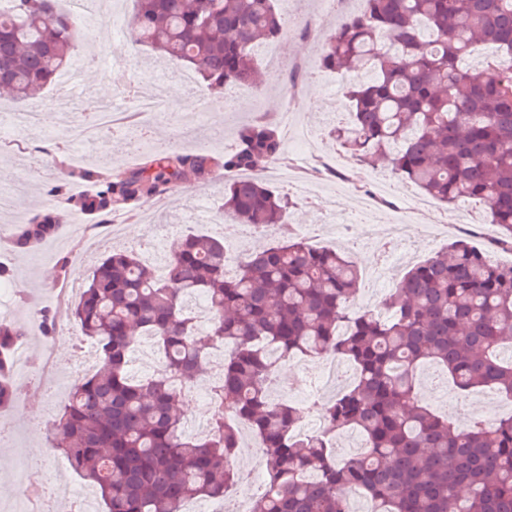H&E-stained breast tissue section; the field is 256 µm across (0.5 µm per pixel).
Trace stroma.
<instances>
[{"label":"stroma","mask_w":512,"mask_h":512,"mask_svg":"<svg viewBox=\"0 0 512 512\" xmlns=\"http://www.w3.org/2000/svg\"><path fill=\"white\" fill-rule=\"evenodd\" d=\"M135 16L134 0H109L99 12L94 26L85 28L84 40L75 56L85 57L88 65L85 78L94 101L125 97L127 91H138L140 97L153 94L151 71L164 69L165 63L145 47L117 48L113 18L130 21ZM277 58L259 53L262 69V89L240 85L227 89L224 95H212L202 85L184 87L183 100L167 99L161 116L146 120L134 109H126L122 121L103 129L93 143H85L80 130L90 127L88 112L68 113L64 120H51L40 127L17 132L13 122L0 126V191L9 193L10 205L0 210V268L9 271L17 293L10 300L11 317L17 321L30 320L40 308L51 306L53 290L60 282H68L70 298H77L88 276L101 257L113 244L125 249L144 250L153 243L160 225H171L180 232L217 233L216 219L224 201L225 175L212 169L202 174L193 167H184L176 181L167 185L159 195L147 198L143 210L133 212L129 207L113 210L122 229L118 241L104 240L82 244L77 228L62 226L47 236L43 247L49 248V262L39 259L38 249H21L10 241L21 226L34 218L54 217L67 211L83 208L84 198L79 188L97 192L102 182H114L136 172L154 159L159 147L173 146L189 156L220 157L234 144L236 130L257 115L268 112L281 115L285 100L280 90L288 67L295 63L315 64L319 45L315 38L286 36L276 41ZM335 74L324 72L313 83L303 84L299 98L298 123L311 125L313 136L305 155L308 164L316 160L339 156L342 167H351V158L341 155L340 149L327 135L334 120L331 109L344 100ZM324 203L312 208L297 203L292 214L294 226L323 227L329 210L354 212L351 196L325 189ZM454 210L439 207L437 216L444 225L438 241H431L423 225L406 228L402 247L392 261V274L401 277L409 265L423 261L445 248L457 233L451 227ZM386 213L372 220L355 219L345 232L355 242L349 250L357 261L362 277L359 300L381 298L389 293L385 284L372 280L367 271L374 266L380 252L375 240L365 235L366 223L384 226ZM42 247V248H43ZM77 328L73 322L57 326L53 338L34 333L29 339L32 361L42 359L46 345H53L59 356V379L73 373V343ZM425 373L418 387L421 400L432 405L454 422H465L480 409L497 399V392L483 389L462 394L448 380L442 367L425 364ZM48 398L42 390H26L23 401L12 415V434L5 447L0 448V500L10 498L27 478L14 472L16 458H30L34 449H41V463L51 484H66L72 490H88L89 484L71 470L65 459L51 446L49 424H46ZM240 485L237 491L223 500L198 499L203 512H236L241 492L250 496L261 494L266 487L262 466L255 458L241 457L237 466Z\"/></svg>","instance_id":"35a3bbf8"}]
</instances>
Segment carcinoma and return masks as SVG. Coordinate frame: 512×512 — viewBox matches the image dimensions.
Listing matches in <instances>:
<instances>
[{
	"label": "carcinoma",
	"mask_w": 512,
	"mask_h": 512,
	"mask_svg": "<svg viewBox=\"0 0 512 512\" xmlns=\"http://www.w3.org/2000/svg\"><path fill=\"white\" fill-rule=\"evenodd\" d=\"M127 43L193 69L210 90L259 87L255 50L288 31L278 0H135ZM334 30L317 67L345 81L348 121L329 130L360 168L379 164L446 204L476 199L512 251V0H361ZM83 37L57 0L0 7V84L17 102L50 85ZM483 45L480 71L465 60ZM224 158L173 151L103 195L118 205L151 197L192 163L239 175L224 189V217L260 230L289 224L290 196L262 173L283 154L276 119L242 125ZM51 222L29 226V248ZM353 259L293 231L236 255L222 235L189 232L168 244L164 270L137 254L106 256L71 308L99 365L76 380L52 425V448L100 494L105 512H184L237 484L243 432L259 442L266 490L250 512H343L342 491L363 490L370 512H512V414L455 424L421 401L417 370L441 365L456 388L512 399V264L458 238L407 270L381 305L354 309ZM202 297L209 328L195 329L187 299ZM37 329L55 333L39 310ZM32 327L0 322V409L19 399L9 349ZM139 336L157 346L145 378L128 370ZM227 346L210 387L203 433L188 435L178 404ZM333 354L353 382L316 408L329 431L358 430L364 452L338 462L329 439L297 436L303 411L271 398L278 359Z\"/></svg>",
	"instance_id": "carcinoma-1"
}]
</instances>
